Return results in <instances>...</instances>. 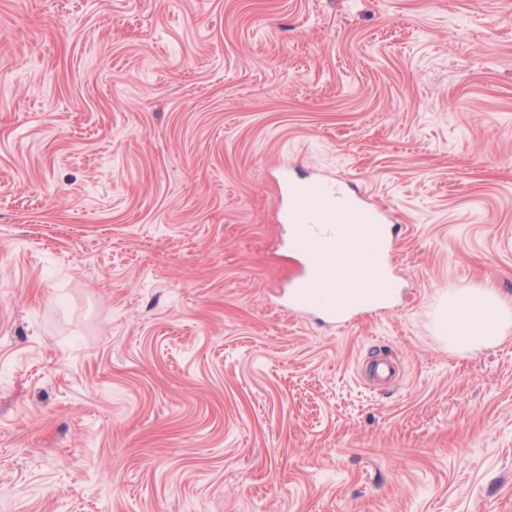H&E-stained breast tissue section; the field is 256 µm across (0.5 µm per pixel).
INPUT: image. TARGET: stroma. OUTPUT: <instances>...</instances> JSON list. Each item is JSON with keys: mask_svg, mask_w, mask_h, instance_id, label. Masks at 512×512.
<instances>
[{"mask_svg": "<svg viewBox=\"0 0 512 512\" xmlns=\"http://www.w3.org/2000/svg\"><path fill=\"white\" fill-rule=\"evenodd\" d=\"M285 169L402 224L392 311L281 313ZM454 288L512 299V0H0V512H512Z\"/></svg>", "mask_w": 512, "mask_h": 512, "instance_id": "35a3bbf8", "label": "stroma"}]
</instances>
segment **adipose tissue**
<instances>
[{
	"label": "adipose tissue",
	"instance_id": "obj_1",
	"mask_svg": "<svg viewBox=\"0 0 512 512\" xmlns=\"http://www.w3.org/2000/svg\"><path fill=\"white\" fill-rule=\"evenodd\" d=\"M345 235L336 251L350 255L335 274H322L314 284L317 298L342 304L379 291L373 276L381 257L369 225L345 218ZM440 332L454 350L466 353L493 345L512 328V302L490 289L448 293L441 303Z\"/></svg>",
	"mask_w": 512,
	"mask_h": 512
}]
</instances>
